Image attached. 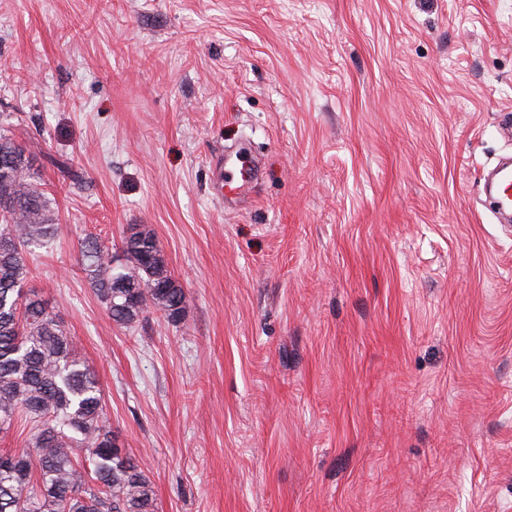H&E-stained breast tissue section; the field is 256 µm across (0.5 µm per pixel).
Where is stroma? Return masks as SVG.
I'll return each mask as SVG.
<instances>
[{
    "label": "stroma",
    "mask_w": 512,
    "mask_h": 512,
    "mask_svg": "<svg viewBox=\"0 0 512 512\" xmlns=\"http://www.w3.org/2000/svg\"><path fill=\"white\" fill-rule=\"evenodd\" d=\"M512 0H0L28 258L157 512H512ZM250 147L236 206L224 160ZM151 229L180 324L77 261Z\"/></svg>",
    "instance_id": "obj_1"
}]
</instances>
